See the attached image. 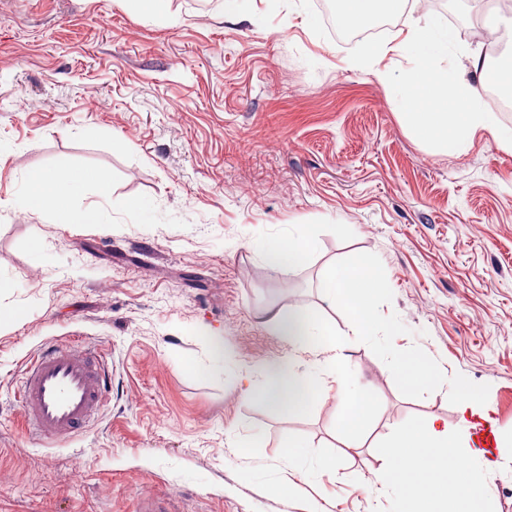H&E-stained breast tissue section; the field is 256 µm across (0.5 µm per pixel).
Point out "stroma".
Segmentation results:
<instances>
[{"instance_id": "obj_1", "label": "stroma", "mask_w": 512, "mask_h": 512, "mask_svg": "<svg viewBox=\"0 0 512 512\" xmlns=\"http://www.w3.org/2000/svg\"><path fill=\"white\" fill-rule=\"evenodd\" d=\"M449 62L483 43L472 0H437ZM314 0H169L147 18L126 0H0V512H401L367 480L400 422L458 426L457 380L488 401L500 475L482 512H512V151L477 132L438 153L403 124L397 85L348 69ZM106 172L118 208L105 224H66L8 206L26 173ZM307 224L314 250L291 272L255 242ZM39 241L40 259L30 244ZM356 256L385 285L379 336L352 335L322 297L325 269ZM293 305L336 329V351L377 405L350 447L336 433V385L287 417L257 397L287 341L262 313ZM224 357H211V337ZM105 357L112 391L85 431L25 434L18 400L44 348ZM425 360L436 387L404 383L394 354ZM252 366L245 376L243 366ZM333 473L272 496L286 438ZM247 452L236 455V447Z\"/></svg>"}]
</instances>
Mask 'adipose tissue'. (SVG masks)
I'll return each mask as SVG.
<instances>
[{
	"label": "adipose tissue",
	"mask_w": 512,
	"mask_h": 512,
	"mask_svg": "<svg viewBox=\"0 0 512 512\" xmlns=\"http://www.w3.org/2000/svg\"><path fill=\"white\" fill-rule=\"evenodd\" d=\"M407 5L408 0H338V16L346 28L358 30L376 16L401 14ZM455 42L453 29L429 19L411 26L397 43L369 47L347 59L346 64L385 79L390 71L381 65L384 58L392 53L408 58L410 67L396 107L413 135L440 152L463 153L478 130L488 132L501 147L511 149L512 129L498 125L493 112L482 103L486 75L479 56H471L466 65L457 68L445 65ZM92 190L98 202H86L85 196ZM110 197V183L104 173L35 169L26 174L24 191L12 204L61 215L69 224H103L108 216L103 202ZM312 247L303 224L297 232L255 245L271 266L282 270L293 269ZM383 284L379 271L367 259L358 258L347 266L327 270L322 295L344 308L353 335L376 336L384 328L377 311ZM263 316L293 352L309 351L316 344L326 351V372L336 384L337 428L346 439H355L372 415L373 403L354 374L341 367L332 341L333 329L297 308L272 305ZM258 395L283 412L296 415L303 413L320 392L312 377L283 361L265 368ZM382 454L384 465L369 479V492L397 496L405 504V512H473L474 504L484 498V486L472 468L458 463L461 452L457 443L449 440L447 429L438 428L436 423L397 424Z\"/></svg>",
	"instance_id": "1"
}]
</instances>
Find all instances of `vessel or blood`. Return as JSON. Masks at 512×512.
Returning <instances> with one entry per match:
<instances>
[{"label": "vessel or blood", "instance_id": "1", "mask_svg": "<svg viewBox=\"0 0 512 512\" xmlns=\"http://www.w3.org/2000/svg\"><path fill=\"white\" fill-rule=\"evenodd\" d=\"M110 382L102 358L86 348L52 346L25 367L19 387L32 435L65 439L98 414Z\"/></svg>", "mask_w": 512, "mask_h": 512}]
</instances>
